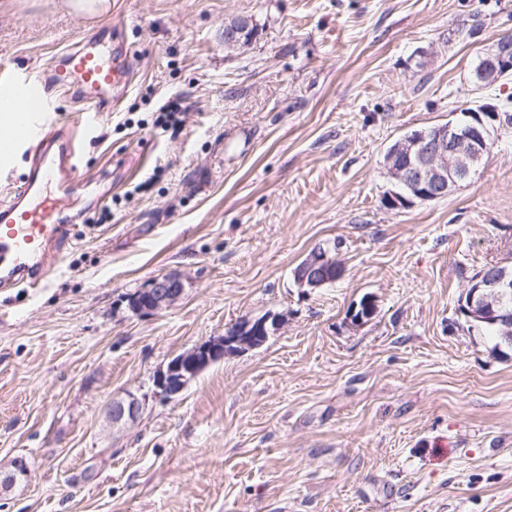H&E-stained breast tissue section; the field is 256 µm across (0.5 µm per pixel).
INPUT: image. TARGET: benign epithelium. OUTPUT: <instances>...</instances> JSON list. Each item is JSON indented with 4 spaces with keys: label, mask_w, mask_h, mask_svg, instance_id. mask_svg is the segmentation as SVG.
Segmentation results:
<instances>
[{
    "label": "benign epithelium",
    "mask_w": 512,
    "mask_h": 512,
    "mask_svg": "<svg viewBox=\"0 0 512 512\" xmlns=\"http://www.w3.org/2000/svg\"><path fill=\"white\" fill-rule=\"evenodd\" d=\"M512 72V36L499 37L481 55V65L473 80L477 88L487 89ZM493 108L482 104L465 110L470 121L461 126L454 121L436 124L426 130L407 133L397 139L385 155V163L397 190L388 197L394 207H408L415 201L429 202L446 198L460 182L475 171L491 146V130L485 119ZM338 260L328 249H313L294 271L300 287L319 288L328 267ZM183 294L176 275L154 279L149 288L137 294L135 310L152 313L173 305ZM512 294V274L500 268L492 274L468 281L458 312L466 319L501 325L504 333L512 331V315L496 311L490 299L502 301ZM279 317H243L225 328L224 335L195 346L172 358L154 378L153 396L171 400L179 396L198 373L224 359V355L260 346L259 340L270 335ZM145 399L132 392L112 399L105 408V419L114 429H123L141 416Z\"/></svg>",
    "instance_id": "benign-epithelium-1"
}]
</instances>
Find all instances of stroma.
I'll return each instance as SVG.
<instances>
[{"instance_id":"35a3bbf8","label":"stroma","mask_w":512,"mask_h":512,"mask_svg":"<svg viewBox=\"0 0 512 512\" xmlns=\"http://www.w3.org/2000/svg\"><path fill=\"white\" fill-rule=\"evenodd\" d=\"M239 16L253 32L225 45ZM510 31L512 0H0V68L42 72L82 36L130 67L81 141L92 184L46 287L0 291V477L28 470L0 512H512V348L458 314L512 262V124L447 198L383 202L401 135L512 95L471 82ZM317 247L344 274L299 287ZM170 273L181 298L133 311ZM269 313L262 347L154 398L171 358ZM128 392L145 408L111 429ZM145 398L128 392L124 397L112 398L105 408V419L112 429H123L134 424L141 416Z\"/></svg>"}]
</instances>
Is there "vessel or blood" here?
Wrapping results in <instances>:
<instances>
[{
	"label": "vessel or blood",
	"mask_w": 512,
	"mask_h": 512,
	"mask_svg": "<svg viewBox=\"0 0 512 512\" xmlns=\"http://www.w3.org/2000/svg\"><path fill=\"white\" fill-rule=\"evenodd\" d=\"M100 40L77 42L57 55L41 77L0 75V168L8 169L19 149H27V173L0 192V288L45 287L50 263L69 242L65 194L78 168L75 137L54 123L49 91L77 92L84 124L110 111L114 92L126 91L129 73L119 50L106 53Z\"/></svg>",
	"instance_id": "vessel-or-blood-1"
}]
</instances>
